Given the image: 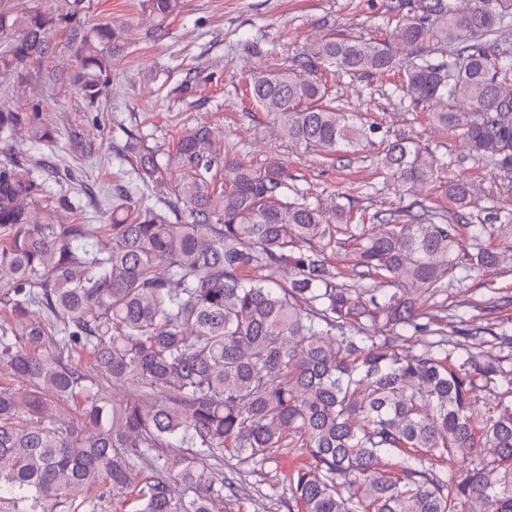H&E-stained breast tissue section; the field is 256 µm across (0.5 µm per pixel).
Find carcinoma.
<instances>
[{"mask_svg":"<svg viewBox=\"0 0 512 512\" xmlns=\"http://www.w3.org/2000/svg\"><path fill=\"white\" fill-rule=\"evenodd\" d=\"M148 6L161 38L181 0ZM389 11L388 38L327 35L291 66L254 73L246 94L288 141L338 160L378 127L336 106L326 80L398 71L412 100L441 106L432 117L512 177V46L498 42L512 0ZM84 14L85 0L0 9V75L23 80L64 31L71 81L96 105L124 47L114 25L84 29ZM203 79L193 68L174 92L185 100ZM22 126L55 140L40 103L0 108L1 142ZM127 152L142 180L180 178L156 203L116 188L110 224L33 223L39 186L0 161L1 502L228 512L239 489L224 454L262 468L294 448L305 460L287 477L288 512H512V336H450L409 293L497 264L491 225L460 223L471 181L448 180L453 212L417 201L328 216L277 159L227 161L205 124L163 155L139 141ZM381 164L410 184L447 166L400 135ZM407 334L421 344L410 355ZM452 459L471 466H437Z\"/></svg>","mask_w":512,"mask_h":512,"instance_id":"1","label":"carcinoma"}]
</instances>
